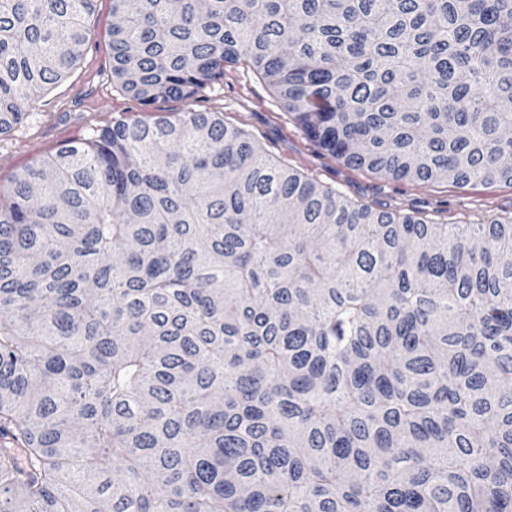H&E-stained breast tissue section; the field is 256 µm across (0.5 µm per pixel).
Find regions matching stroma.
Returning <instances> with one entry per match:
<instances>
[{
  "instance_id": "stroma-1",
  "label": "stroma",
  "mask_w": 512,
  "mask_h": 512,
  "mask_svg": "<svg viewBox=\"0 0 512 512\" xmlns=\"http://www.w3.org/2000/svg\"><path fill=\"white\" fill-rule=\"evenodd\" d=\"M114 22L112 0H97L88 20L90 36L82 59L61 85L32 105L27 126L0 138V189L8 188L17 171L66 142L84 138L90 128L111 124L120 115L144 117L143 106L112 80L110 29ZM208 106L228 120L246 124L272 157L336 187L358 203H382L404 212L419 210L443 224H484L512 216V184L418 183L345 166L306 138L266 83L249 70H225L224 83L212 91Z\"/></svg>"
}]
</instances>
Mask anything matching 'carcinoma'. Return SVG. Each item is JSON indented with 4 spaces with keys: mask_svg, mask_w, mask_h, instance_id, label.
Returning a JSON list of instances; mask_svg holds the SVG:
<instances>
[{
    "mask_svg": "<svg viewBox=\"0 0 512 512\" xmlns=\"http://www.w3.org/2000/svg\"><path fill=\"white\" fill-rule=\"evenodd\" d=\"M94 2L0 0V135ZM112 14L113 81L185 108L0 191V512H512V218L359 204L200 108L241 65L348 167L512 184V0Z\"/></svg>",
    "mask_w": 512,
    "mask_h": 512,
    "instance_id": "1",
    "label": "carcinoma"
}]
</instances>
